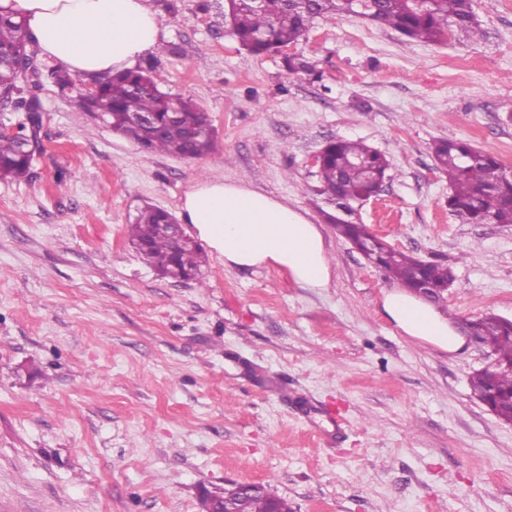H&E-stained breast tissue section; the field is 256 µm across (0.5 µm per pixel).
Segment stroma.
I'll return each mask as SVG.
<instances>
[{"label": "stroma", "instance_id": "35a3bbf8", "mask_svg": "<svg viewBox=\"0 0 512 512\" xmlns=\"http://www.w3.org/2000/svg\"><path fill=\"white\" fill-rule=\"evenodd\" d=\"M164 34L142 65L208 112L197 159L147 153L52 84L27 181L0 180V512H201L202 491L259 482L294 512H512V425L469 378L491 361L468 324L512 320V224H461L433 155L463 140L512 170V0H474L484 31L410 43L347 17L288 53H248L224 0H153ZM385 154L356 223L450 266L451 353L382 313L394 285L334 225L311 157L329 140ZM245 181L322 225L329 287L276 267L162 277L127 225L178 213L193 179Z\"/></svg>", "mask_w": 512, "mask_h": 512}]
</instances>
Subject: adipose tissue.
Here are the masks:
<instances>
[{
  "mask_svg": "<svg viewBox=\"0 0 512 512\" xmlns=\"http://www.w3.org/2000/svg\"><path fill=\"white\" fill-rule=\"evenodd\" d=\"M0 14L25 20L44 61L93 79L132 68L163 36L151 0H0ZM181 219L225 267L274 266L307 288L330 284L320 226L246 182L195 180L184 195ZM383 310L406 335L450 352L464 344L441 312L415 296L386 292Z\"/></svg>",
  "mask_w": 512,
  "mask_h": 512,
  "instance_id": "1",
  "label": "adipose tissue"
}]
</instances>
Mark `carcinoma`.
Masks as SVG:
<instances>
[{
	"label": "carcinoma",
	"mask_w": 512,
	"mask_h": 512,
	"mask_svg": "<svg viewBox=\"0 0 512 512\" xmlns=\"http://www.w3.org/2000/svg\"><path fill=\"white\" fill-rule=\"evenodd\" d=\"M224 16L229 18L237 42L254 55L277 52L297 43L317 19L355 16L370 18V22L393 29L410 41L438 42L454 33L469 38L483 36L480 21L473 9V0H367L360 7L351 0H226ZM37 53L26 23L12 17H0V96L13 103V111L24 121L22 127L38 126L42 120V103L38 94L41 86L37 70L23 81L19 65L36 61ZM292 75H312L313 67L299 54L284 58ZM60 90H68L74 107L85 113L92 110L105 113L107 125L148 153H165L195 159L213 151V135L193 136L191 127H211L207 113L190 100L175 99L163 92L152 75V67H137L117 72L98 80L96 99L79 88L80 79L62 70L47 74ZM180 112L183 119L174 122L171 113ZM146 113L152 117L148 127L129 125L131 115ZM17 136H0V178L25 181L31 178L32 159ZM438 166L448 172L451 193L448 209L463 224H512V171L494 155L477 151L469 143L440 141L434 145ZM372 168L385 169L388 161L362 142L336 140L327 144L322 162L314 175L321 184L320 192L336 207L343 209L358 202L370 188L364 169L357 161ZM325 221L336 226L342 236L362 242L373 234L364 224L338 219L323 212ZM172 214L162 208L146 206L139 210L128 225L131 244L148 264L169 262L181 274L198 277L203 265L202 252L191 240L173 249L172 239L165 228ZM422 267L424 276L436 285L452 279L450 267L427 262L420 265L414 256L389 248L381 258V269L404 287L412 286L411 272ZM476 327L484 342L491 345L498 359L508 363L498 369L494 384L502 396L512 397V327L508 328L496 315L478 319ZM293 512L288 501L270 490L246 496L245 512Z\"/></svg>",
	"instance_id": "cac0c4a2"
}]
</instances>
